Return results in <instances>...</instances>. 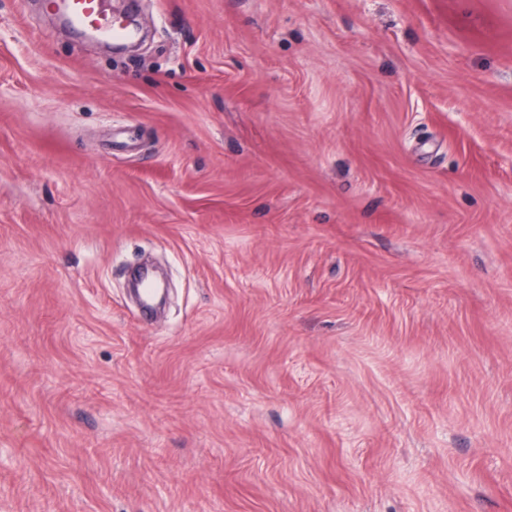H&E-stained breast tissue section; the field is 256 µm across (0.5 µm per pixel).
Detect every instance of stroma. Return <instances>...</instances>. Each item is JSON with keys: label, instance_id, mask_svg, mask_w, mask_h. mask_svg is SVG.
Returning a JSON list of instances; mask_svg holds the SVG:
<instances>
[{"label": "stroma", "instance_id": "35a3bbf8", "mask_svg": "<svg viewBox=\"0 0 512 512\" xmlns=\"http://www.w3.org/2000/svg\"><path fill=\"white\" fill-rule=\"evenodd\" d=\"M112 7L0 0V512H512V0ZM67 19L78 28L96 31L110 39L122 40L128 32L112 10V0H68Z\"/></svg>", "mask_w": 512, "mask_h": 512}]
</instances>
